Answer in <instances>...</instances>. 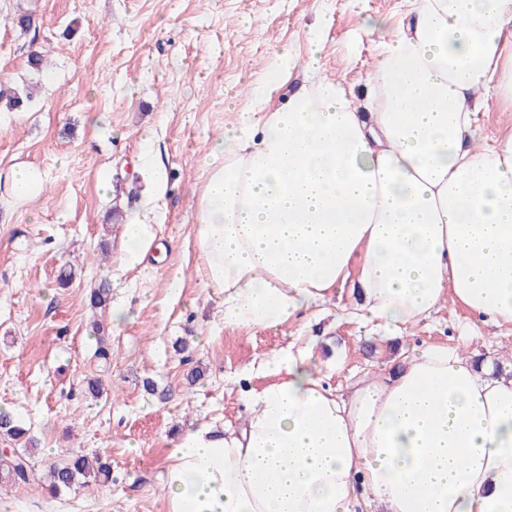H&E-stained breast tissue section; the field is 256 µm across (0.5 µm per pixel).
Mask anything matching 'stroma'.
Masks as SVG:
<instances>
[{
  "label": "stroma",
  "mask_w": 512,
  "mask_h": 512,
  "mask_svg": "<svg viewBox=\"0 0 512 512\" xmlns=\"http://www.w3.org/2000/svg\"><path fill=\"white\" fill-rule=\"evenodd\" d=\"M405 10L406 0H0V77L24 98L0 103V410L39 441L29 484L0 480V512H167L173 438L189 426L237 427L240 390L273 381L257 369L265 354L313 349L343 393L397 353L460 343L474 321L464 307L393 337L337 319V305L354 300L347 288L307 317L239 329L196 273L202 164L233 118L232 91L262 82L276 52L306 57L314 30L323 72L365 93L380 37L364 23ZM22 14L32 18L24 30L13 23ZM154 158L165 178L149 217L156 246L128 265L124 224ZM28 164L46 183L19 202L8 175ZM103 281L129 319L117 327L104 314L97 331L88 299ZM99 333L112 345L106 365L94 356ZM92 376L103 387L95 398ZM74 451L108 459L111 483L50 494L49 466Z\"/></svg>",
  "instance_id": "1"
}]
</instances>
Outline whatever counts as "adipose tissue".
I'll return each mask as SVG.
<instances>
[{
    "mask_svg": "<svg viewBox=\"0 0 512 512\" xmlns=\"http://www.w3.org/2000/svg\"><path fill=\"white\" fill-rule=\"evenodd\" d=\"M370 88L319 75L275 109L298 58L266 62L210 147L193 226L224 322L281 326L352 283V317L399 335L442 308L477 317L464 344L402 353L346 394L310 351L266 355L243 427H189L166 469L167 512H512V375L481 359L512 324V125L475 144L488 98L512 112V0H409L378 19ZM153 190L125 226L151 247Z\"/></svg>",
    "mask_w": 512,
    "mask_h": 512,
    "instance_id": "adipose-tissue-1",
    "label": "adipose tissue"
}]
</instances>
